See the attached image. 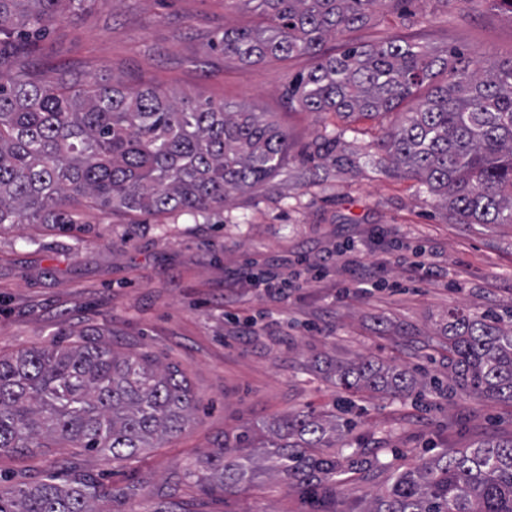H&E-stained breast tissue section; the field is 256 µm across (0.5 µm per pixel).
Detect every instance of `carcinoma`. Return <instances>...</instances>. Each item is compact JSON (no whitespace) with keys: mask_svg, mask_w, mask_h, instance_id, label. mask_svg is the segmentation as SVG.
Listing matches in <instances>:
<instances>
[{"mask_svg":"<svg viewBox=\"0 0 512 512\" xmlns=\"http://www.w3.org/2000/svg\"><path fill=\"white\" fill-rule=\"evenodd\" d=\"M93 0H0V228L51 224L69 231L84 210L186 215L224 223V202L260 188L288 155V134L263 112L192 97L172 98L119 79L61 69L51 81L26 58L61 17ZM257 28L226 29L213 47L244 63L308 54L315 66L293 79L288 102L308 112L376 120L400 109L384 130L379 163L415 178L459 224H512V58L485 65L457 51L389 39L324 52L338 32L397 14L404 0H257ZM349 127L321 136L312 155L336 154ZM448 364L458 389L512 403V326L492 314L448 311ZM336 387L401 398L438 390L409 371L372 359L337 361ZM194 397L173 365L124 355L109 343L72 341L0 355V453L66 443L129 460L192 420ZM350 421L334 414L288 415L275 430L269 464L244 446L223 445L185 468L206 472L210 491L249 485L257 472L314 492H336L352 460L327 449L348 442ZM132 500L139 487L109 492L62 471L0 486V512H97L105 496ZM366 512H512V439L442 448L393 475Z\"/></svg>","mask_w":512,"mask_h":512,"instance_id":"obj_1","label":"carcinoma"}]
</instances>
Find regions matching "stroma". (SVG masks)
Wrapping results in <instances>:
<instances>
[{
	"instance_id": "obj_1",
	"label": "stroma",
	"mask_w": 512,
	"mask_h": 512,
	"mask_svg": "<svg viewBox=\"0 0 512 512\" xmlns=\"http://www.w3.org/2000/svg\"><path fill=\"white\" fill-rule=\"evenodd\" d=\"M399 26L377 16L366 28L327 41L326 53L352 43L401 37L423 47L482 60L512 58V15L491 0H411ZM260 22L255 0H96L56 20L31 58L44 79L65 66L97 78L121 77L179 96H200L266 113L287 132L290 152L268 185L239 192L220 224H197L123 211H86L81 229L45 224L0 230V355L38 348L64 334L97 329L122 353L176 365L195 395L192 421L179 433L120 462L79 448L0 453V480L43 476L55 466L105 487L138 484L137 500L107 499L100 512H315L312 490L264 474L238 493L203 491L181 481L186 462L240 436L272 439L288 414L348 405L356 463L337 477L334 512H363L396 471L442 448L512 437V404L477 401L454 384L440 328L448 310L493 312L512 320V224H459L408 176L379 165L377 140L399 119L361 121L345 138L354 168L333 157L314 168L299 159L336 114L289 103L285 90L316 63L309 55L247 64L212 49L227 28ZM421 248L440 270L428 280L385 251L386 239ZM355 253H343L344 242ZM376 266L382 288H353L354 261ZM250 267L301 274V287L278 302L238 290L224 304L231 271ZM255 325L239 341L241 321ZM368 357L439 379L442 393L400 400L338 388L319 362ZM379 455L382 467L372 466Z\"/></svg>"
}]
</instances>
